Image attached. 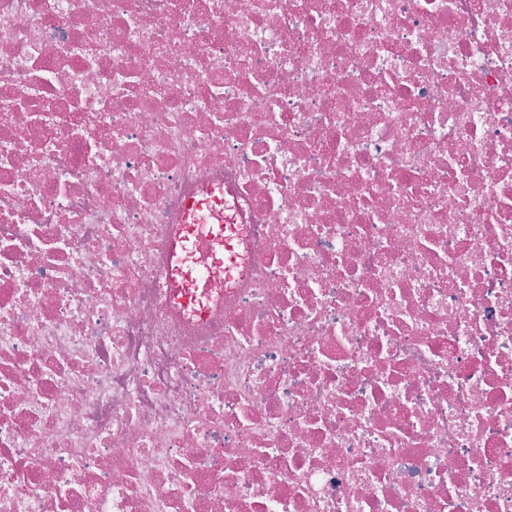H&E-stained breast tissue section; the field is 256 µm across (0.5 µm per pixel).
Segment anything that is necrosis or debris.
I'll return each mask as SVG.
<instances>
[{
    "instance_id": "1",
    "label": "necrosis or debris",
    "mask_w": 512,
    "mask_h": 512,
    "mask_svg": "<svg viewBox=\"0 0 512 512\" xmlns=\"http://www.w3.org/2000/svg\"><path fill=\"white\" fill-rule=\"evenodd\" d=\"M0 512H512V0H0Z\"/></svg>"
}]
</instances>
